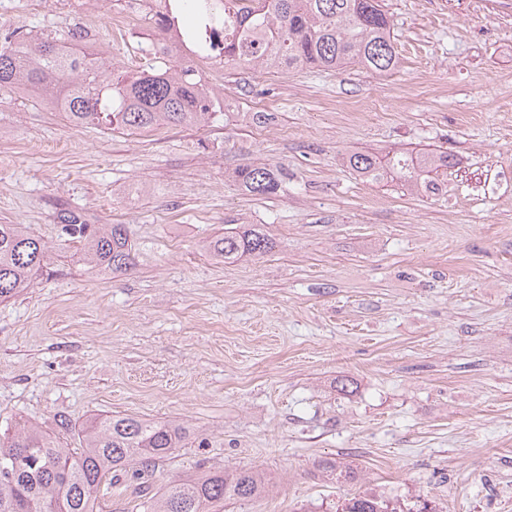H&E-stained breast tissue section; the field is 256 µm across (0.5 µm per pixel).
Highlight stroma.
<instances>
[{
	"label": "stroma",
	"mask_w": 512,
	"mask_h": 512,
	"mask_svg": "<svg viewBox=\"0 0 512 512\" xmlns=\"http://www.w3.org/2000/svg\"><path fill=\"white\" fill-rule=\"evenodd\" d=\"M385 4L396 70L228 66L214 84L241 115L226 122L127 135L0 96V224L50 248L32 288L0 301V422L180 425L155 487L214 465L269 481L224 512H337L369 489L512 512V0ZM147 10L0 0V33L78 23L132 70ZM391 149L455 164L413 195L345 163ZM246 163L285 172L282 190L227 179ZM63 209L128 225L133 267L79 262L58 236ZM235 224L261 225L273 249L211 257L206 242Z\"/></svg>",
	"instance_id": "obj_1"
}]
</instances>
